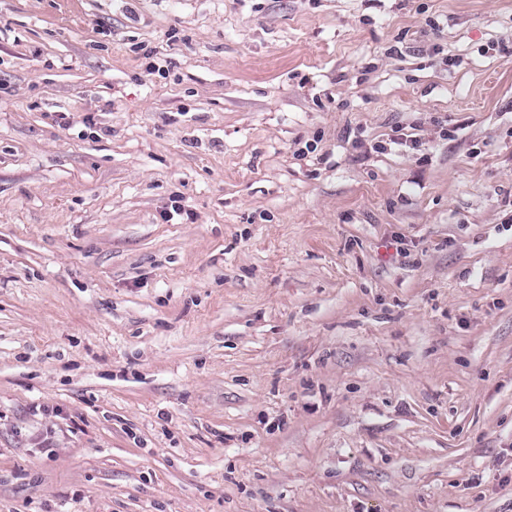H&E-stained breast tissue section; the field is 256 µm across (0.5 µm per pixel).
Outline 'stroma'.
<instances>
[{"mask_svg": "<svg viewBox=\"0 0 512 512\" xmlns=\"http://www.w3.org/2000/svg\"><path fill=\"white\" fill-rule=\"evenodd\" d=\"M0 512H512V0H0Z\"/></svg>", "mask_w": 512, "mask_h": 512, "instance_id": "1", "label": "stroma"}]
</instances>
